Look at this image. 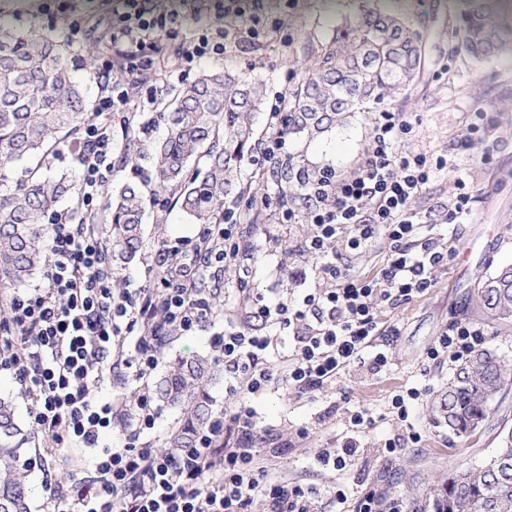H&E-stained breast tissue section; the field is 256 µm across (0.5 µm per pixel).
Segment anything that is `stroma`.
<instances>
[{"label":"stroma","mask_w":512,"mask_h":512,"mask_svg":"<svg viewBox=\"0 0 512 512\" xmlns=\"http://www.w3.org/2000/svg\"><path fill=\"white\" fill-rule=\"evenodd\" d=\"M246 2L161 0V6L179 8L183 34L189 38L210 25L236 29L242 49L204 57L193 71L221 70L260 81L270 103L302 79L306 66L329 42L336 26L359 14L363 5L403 18L423 36L425 58L419 79L386 106L406 113L413 126L410 140L416 148L456 164L454 170L436 172L411 203L423 221V235L434 238L439 250L448 255L435 273L437 285L426 297L381 314V326L395 327L397 334L387 348L388 363L379 374L356 367L303 397L275 388L249 400L263 425L273 433L288 435L287 454L268 457L270 468L288 481L326 489L322 512H334L329 492L336 488L344 489L352 500L370 487L384 495L406 488L414 498H422L435 476L488 457L498 446L499 433L512 428V388L494 402L477 437L466 440L436 426L431 407L454 365L427 357L428 349L449 325L462 321L482 328L487 342L512 361V325L494 322L471 299L480 275L512 264V48L483 60L461 49L459 25L466 0H262L267 28L256 41L243 30L233 10L234 5ZM90 8L94 31L75 35L69 28L73 14L66 0H0V27L33 29L67 42L73 79L93 100L101 93L94 76L103 51L97 34L111 28L113 15L110 0H92ZM181 87L174 77L158 84L152 102L146 88H133L132 102L141 110L138 126L112 124V175L101 196H117L125 184L136 183L143 185L147 197L142 248L116 270L130 289L153 283L159 247L186 250L200 230L172 198L154 194L147 181L151 149L166 134L162 108ZM372 120V113L355 112L318 137H289L288 153L296 165L311 170L352 171L364 158ZM461 180L473 196L474 221L470 224L448 221ZM265 191L269 204L263 211L264 222L246 232L251 242L241 259V265L249 269L246 281H239L237 269L231 267L216 272L206 283L212 293L223 296L225 307L237 308V320L242 324L247 317L237 307L238 286H246L254 297L269 304L286 296L300 298L315 286L318 277L317 259L302 248L311 229L306 210H298L295 222L285 221L276 202L277 187L270 184ZM223 332L224 318L215 314L195 332L165 341L150 385H157L178 357L212 354L210 339ZM410 387L425 388L426 393L413 406L405 425L393 419L389 403L395 393ZM361 407L370 410L374 423L357 433L350 415ZM410 428L421 434V442L385 456V441ZM352 435L357 436L361 453L347 471L316 463L320 449L340 447ZM45 446L44 437L29 434L30 512H44L45 483L66 484L78 469L65 450L55 463L45 465L40 457Z\"/></svg>","instance_id":"stroma-1"}]
</instances>
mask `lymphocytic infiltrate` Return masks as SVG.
I'll return each instance as SVG.
<instances>
[{
  "label": "lymphocytic infiltrate",
  "mask_w": 512,
  "mask_h": 512,
  "mask_svg": "<svg viewBox=\"0 0 512 512\" xmlns=\"http://www.w3.org/2000/svg\"><path fill=\"white\" fill-rule=\"evenodd\" d=\"M177 13L157 14L149 0H123L115 12L96 78L100 96L85 120L75 154L80 188L74 206L55 215L43 285L13 294L0 306V367L10 370L31 403L38 432L51 440L43 455L67 448L92 468L73 476L67 489L47 485L51 512H252L256 501L268 512H318L322 490L293 484L269 472L257 448L272 440L255 409L239 404L201 428L192 447L169 455L146 439L159 418L148 379L157 368V349L172 336H185L207 321L210 293L204 278L213 264L237 265L243 252L240 214L201 230L191 259L160 252L161 277L147 288L117 289L108 243L94 218L100 190L112 171V119L133 127L138 114L129 94L131 75L160 80L159 45L181 40ZM181 67L221 55L233 35L218 28L181 40ZM412 125L401 112L378 113L361 166L346 175L296 171L301 200L313 229L303 248L319 260L321 282L302 299L252 305L253 318L291 333L295 352L276 353L272 337L226 322L212 337L230 395H264L272 385L304 393L354 367L377 373L388 357L380 345L379 309H395L428 295L432 272L444 260L432 240L421 237L411 202L422 194L444 158L412 148ZM345 238L353 251L386 240L389 251L375 276L346 272L335 249ZM483 331L467 323L442 334L427 356L456 362L479 349ZM119 390L102 393L105 376ZM134 391H126V384ZM118 430L119 442L104 434Z\"/></svg>",
  "instance_id": "f902f5d3"
}]
</instances>
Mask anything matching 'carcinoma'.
I'll return each instance as SVG.
<instances>
[{
  "label": "carcinoma",
  "instance_id": "carcinoma-1",
  "mask_svg": "<svg viewBox=\"0 0 512 512\" xmlns=\"http://www.w3.org/2000/svg\"><path fill=\"white\" fill-rule=\"evenodd\" d=\"M490 2L468 0L464 13L462 44L476 57L512 44V28L499 21ZM422 57V35L403 19L368 10L345 20L288 93V134L325 133L363 104L401 94L420 72ZM263 98L258 82L205 72L174 101L168 135L155 148L154 177L159 189L177 197L192 223L218 224L228 196L262 188L240 184L236 172ZM89 110L88 98L71 79V60L60 42L35 30L0 28V288L23 283L41 265L46 247L42 224L75 187L65 174L42 172V164L59 146L60 132L75 140ZM221 132L224 143L208 152L205 177L197 184L186 181L189 161ZM30 160L37 164L25 169V178L8 183L3 170ZM293 174L290 158L269 174L287 199L298 194ZM142 217V191L129 184L109 204L115 259L128 261L140 251ZM474 300L491 319L512 323V264L481 277ZM215 378L209 359L192 356L174 363L159 382L160 397L185 405V418L170 434L166 449L191 446L209 418L206 386ZM511 384L512 364L496 350L480 348L455 368L439 394L435 422L459 438H470ZM25 441L11 399L0 396V512H30ZM416 512H512V432L500 438L487 459L437 478Z\"/></svg>",
  "mask_w": 512,
  "mask_h": 512
}]
</instances>
